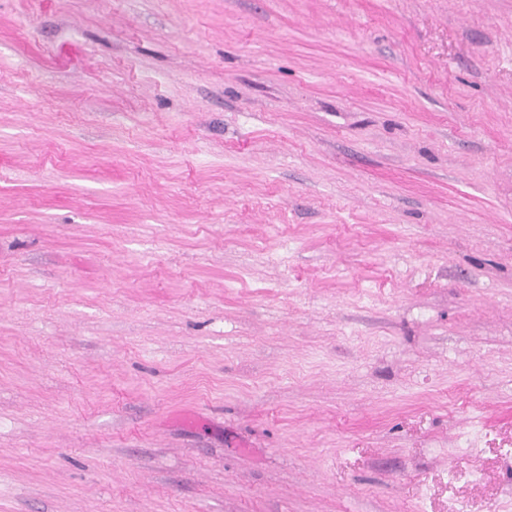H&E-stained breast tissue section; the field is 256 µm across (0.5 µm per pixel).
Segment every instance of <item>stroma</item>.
<instances>
[{"label": "stroma", "mask_w": 512, "mask_h": 512, "mask_svg": "<svg viewBox=\"0 0 512 512\" xmlns=\"http://www.w3.org/2000/svg\"><path fill=\"white\" fill-rule=\"evenodd\" d=\"M0 512H512V0H0Z\"/></svg>", "instance_id": "stroma-1"}]
</instances>
